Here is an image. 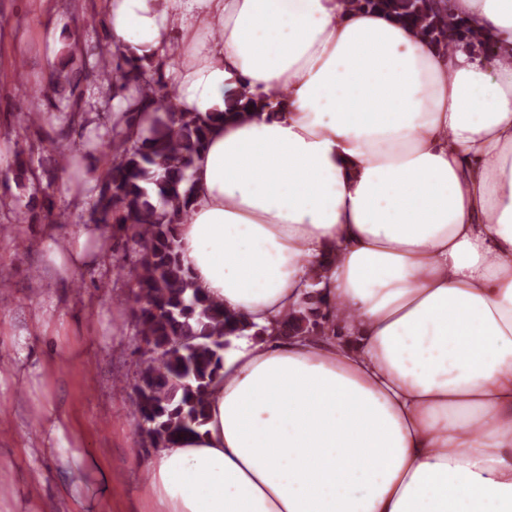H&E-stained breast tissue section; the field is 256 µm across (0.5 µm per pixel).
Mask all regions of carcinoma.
<instances>
[{
  "label": "carcinoma",
  "mask_w": 512,
  "mask_h": 512,
  "mask_svg": "<svg viewBox=\"0 0 512 512\" xmlns=\"http://www.w3.org/2000/svg\"><path fill=\"white\" fill-rule=\"evenodd\" d=\"M352 9H377L418 28L432 43L448 47V35L460 39L468 30L433 0H347ZM92 73L107 82L112 96L122 95L123 116H151L147 135L133 141L130 131L113 132L107 149L112 164L97 179L96 224L115 222L130 231L139 247L137 266L127 272L133 281L132 309L143 359L133 386L134 416L155 447L173 443L206 419L209 389L223 366L224 337L247 327L225 315L224 309L201 293L180 263L177 228L191 218L190 172L204 148L210 127L228 116L244 117L256 103L243 93L225 101L226 109L203 117L179 112L175 91L152 63L140 56L100 47ZM48 90L29 94L28 122L42 121L41 102ZM64 123L82 112L81 96L71 94L62 104ZM82 144L72 143L62 154V168L83 179L79 157ZM308 300L285 317L286 336H319L327 314Z\"/></svg>",
  "instance_id": "1"
}]
</instances>
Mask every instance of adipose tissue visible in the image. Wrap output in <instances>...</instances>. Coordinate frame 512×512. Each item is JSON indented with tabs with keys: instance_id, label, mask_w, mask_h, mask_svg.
<instances>
[{
	"instance_id": "adipose-tissue-1",
	"label": "adipose tissue",
	"mask_w": 512,
	"mask_h": 512,
	"mask_svg": "<svg viewBox=\"0 0 512 512\" xmlns=\"http://www.w3.org/2000/svg\"><path fill=\"white\" fill-rule=\"evenodd\" d=\"M448 11L475 42L345 0H108L179 111L257 103L212 125L178 236L247 327L205 423L152 450V512H512V0ZM46 249L102 254L93 226ZM315 292L333 331L282 335ZM30 417L80 461L52 403Z\"/></svg>"
}]
</instances>
